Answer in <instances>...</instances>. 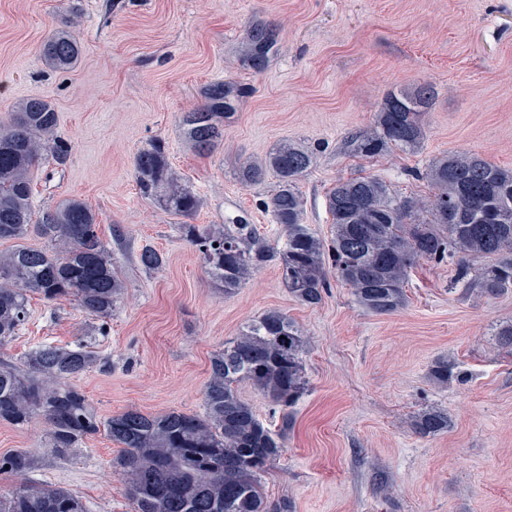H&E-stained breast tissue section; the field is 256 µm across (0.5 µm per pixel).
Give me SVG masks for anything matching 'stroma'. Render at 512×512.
<instances>
[{
	"instance_id": "35a3bbf8",
	"label": "stroma",
	"mask_w": 512,
	"mask_h": 512,
	"mask_svg": "<svg viewBox=\"0 0 512 512\" xmlns=\"http://www.w3.org/2000/svg\"><path fill=\"white\" fill-rule=\"evenodd\" d=\"M0 0V121L21 99L42 96L71 147L66 166L33 173L36 206L70 198L97 214L99 234L126 241L115 268L127 288L110 318L76 302L33 297L29 316L6 349L87 345L99 360L74 380L100 418L137 410L199 414L212 354L270 309L293 319L306 338L307 392L280 457L261 484L293 512H512V349L499 329L512 324V291L497 297L453 287L455 267L419 262L405 306L375 315L351 289L332 281L317 307L296 301L276 268L257 271L231 296L216 288L181 219L141 196L134 158L154 141L172 169L202 199L194 221L221 223L247 213L269 237L279 228L259 202L268 184L246 187L235 171L277 143L316 149L299 189L304 221L330 236L325 199L337 179L376 175L404 195L428 196L421 175L452 152L480 154L512 168V0ZM79 20L83 55L68 72L46 67L40 46L61 15ZM281 27V47L260 73L241 69L238 46L248 24ZM233 79L253 94L224 124V145L203 157L183 142L179 119L200 88ZM430 84L418 151L391 149L348 157L344 140L371 125L387 92ZM169 262L144 273L142 247ZM452 359L458 376L429 377L433 360ZM429 405L451 427L421 437L411 416ZM46 427L0 423V456L28 449L40 458L28 480L60 485L89 512H133L113 465L118 447L105 434L72 456L41 455Z\"/></svg>"
}]
</instances>
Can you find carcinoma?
Listing matches in <instances>:
<instances>
[{"instance_id":"carcinoma-1","label":"carcinoma","mask_w":512,"mask_h":512,"mask_svg":"<svg viewBox=\"0 0 512 512\" xmlns=\"http://www.w3.org/2000/svg\"><path fill=\"white\" fill-rule=\"evenodd\" d=\"M280 30L255 20L246 28L238 51L240 65L255 73L266 69L280 47ZM83 46L72 20L44 41L41 57L55 71L67 72ZM250 95L232 80L200 88V104L181 113L184 141L200 156L224 145V120ZM434 90L423 83L388 92L374 127L345 141L346 152L371 158L392 147L415 151L423 139L421 116L432 106ZM58 114L43 97H30L12 108L0 124V241H22L34 234L40 248L19 245L0 254V347L10 343L26 322L31 296L54 302L71 299L99 319L112 316L124 284L114 269V252L98 233L97 215L80 199L35 209L32 171L43 161L62 167L69 147L55 135ZM310 147L284 141L257 161L236 171L245 186L275 178L260 205L280 226L284 242L258 231L238 214L222 224H179L180 237L198 253L205 273L231 296L259 269L274 265L281 282L301 304L323 300L333 273L348 285L356 301L374 314H390L406 303L409 271L421 260L457 266L454 285L488 295L512 291V171L470 152L433 161L423 174L434 193L429 199L401 196L384 179H339L326 193L331 237L316 235L304 223V198L298 180L315 164ZM141 194L165 211L192 218L201 207L193 186L173 172L165 145L156 142L134 160ZM491 262L474 269L469 260ZM139 265L159 272L166 255L144 247ZM305 339L298 325L279 310H268L224 343L210 361L203 389L204 413L136 410L99 418L72 380L98 358L79 345L42 346L17 361L0 358V422L25 427L40 418L48 426L47 447L59 457L75 452L103 431L119 447L114 465L124 476L134 512H292L288 500L270 502L261 474L284 448L290 412L307 389L303 366ZM430 375L439 384L456 376L455 362L435 361ZM247 383L279 412L278 429L259 418L241 399ZM422 437L448 432V411L431 406L411 418ZM36 465L29 450L0 456V473L21 478L0 493V512H89L70 490L24 478ZM179 492L170 498L165 490Z\"/></svg>"}]
</instances>
